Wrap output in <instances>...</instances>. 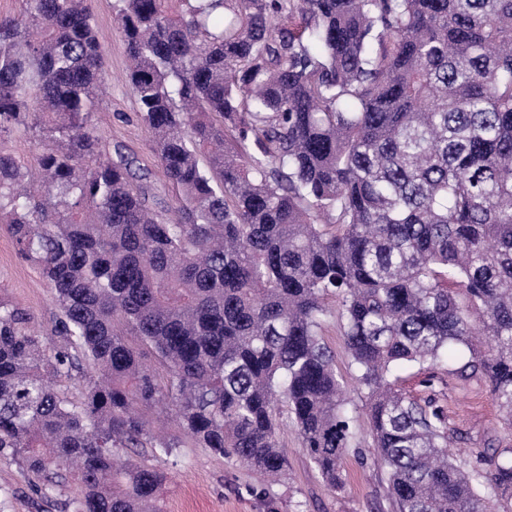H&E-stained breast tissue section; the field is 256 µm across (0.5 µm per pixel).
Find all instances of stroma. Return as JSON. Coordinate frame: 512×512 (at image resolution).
Instances as JSON below:
<instances>
[{
	"label": "stroma",
	"mask_w": 512,
	"mask_h": 512,
	"mask_svg": "<svg viewBox=\"0 0 512 512\" xmlns=\"http://www.w3.org/2000/svg\"><path fill=\"white\" fill-rule=\"evenodd\" d=\"M95 27L105 42L103 69L108 94L97 114L98 135L103 146L119 148L135 157L153 191L166 203L177 200L153 155L148 134L135 120L138 104L127 86V57L122 39L113 26L118 0H87ZM0 299L26 308L42 336H50L58 308L50 288L38 271L18 256L13 240L0 227ZM456 360L415 365L401 372L398 386L405 393L435 400L448 416L450 435L463 438L473 448H512L508 430L485 381L464 378ZM357 406L355 426L361 438L360 451L344 461L345 484L329 488L310 463L295 431L282 435L280 446L288 459V473L278 483H261L234 459L219 457L195 447L183 437L177 422L163 426L168 436L178 438L171 455L148 457L166 476L164 512H395L387 492V475L374 465L366 396L352 391ZM76 484H68L52 497L37 496L18 463L0 455V512H63L77 496Z\"/></svg>",
	"instance_id": "stroma-1"
}]
</instances>
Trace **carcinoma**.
<instances>
[{
  "label": "carcinoma",
  "instance_id": "carcinoma-1",
  "mask_svg": "<svg viewBox=\"0 0 512 512\" xmlns=\"http://www.w3.org/2000/svg\"><path fill=\"white\" fill-rule=\"evenodd\" d=\"M120 2L168 216L103 149L86 0L0 16V224L59 308L47 345L0 300V452L45 496L74 480L73 512H163L164 473L122 451L172 453L145 419L164 404L270 481L286 418L339 486L359 436L335 313L396 512H512V458L457 464L443 411L393 382L460 354L512 426V0ZM11 147L22 161L34 164L38 156V149L34 139L24 131L16 132L11 141Z\"/></svg>",
  "mask_w": 512,
  "mask_h": 512
}]
</instances>
